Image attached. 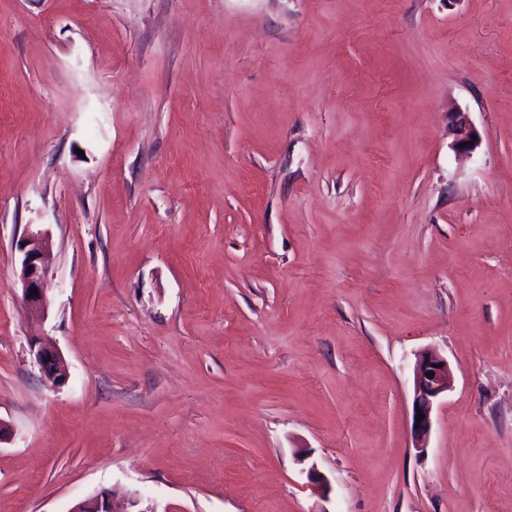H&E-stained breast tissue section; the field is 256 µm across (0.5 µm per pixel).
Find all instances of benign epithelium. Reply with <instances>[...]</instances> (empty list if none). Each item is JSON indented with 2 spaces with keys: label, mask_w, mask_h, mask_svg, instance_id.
Masks as SVG:
<instances>
[{
  "label": "benign epithelium",
  "mask_w": 512,
  "mask_h": 512,
  "mask_svg": "<svg viewBox=\"0 0 512 512\" xmlns=\"http://www.w3.org/2000/svg\"><path fill=\"white\" fill-rule=\"evenodd\" d=\"M452 118V149L463 156H473L481 147L479 132L466 114L460 110L450 112ZM22 253L20 281L23 301L28 314L43 319L48 312L47 276L49 270V236L42 230L30 231L19 244ZM37 294H31V290ZM30 352L46 381L55 387L65 385L68 373L60 352L46 341H35ZM454 374L448 360L435 350H426L417 357L413 366L414 399L411 430L415 447L425 448L431 427L434 404L452 390ZM423 417L417 421V417ZM70 512H113L111 494L101 491L77 502Z\"/></svg>",
  "instance_id": "obj_1"
}]
</instances>
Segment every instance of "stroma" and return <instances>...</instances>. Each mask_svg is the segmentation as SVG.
<instances>
[{
    "instance_id": "obj_1",
    "label": "stroma",
    "mask_w": 512,
    "mask_h": 512,
    "mask_svg": "<svg viewBox=\"0 0 512 512\" xmlns=\"http://www.w3.org/2000/svg\"><path fill=\"white\" fill-rule=\"evenodd\" d=\"M0 422V512H512V0H0ZM449 114L452 118V149L460 155L473 156L482 144L479 132L471 124L465 112L453 110ZM473 136H477V140H473ZM463 142H467V145L459 147V144ZM18 249L22 253L20 281L26 310L32 318L44 319L48 312L49 236L46 231H30ZM34 288L37 295H31ZM30 352L46 381L55 387L65 385L68 373L60 352L46 341H34ZM427 373L432 378L427 377ZM454 385V374L448 360L435 350L420 353L413 366L414 399L411 430L416 448H426L432 427L434 404L448 395ZM424 415L416 427L417 417ZM69 512H115L112 498L108 491H101L91 497L77 502Z\"/></svg>"
}]
</instances>
